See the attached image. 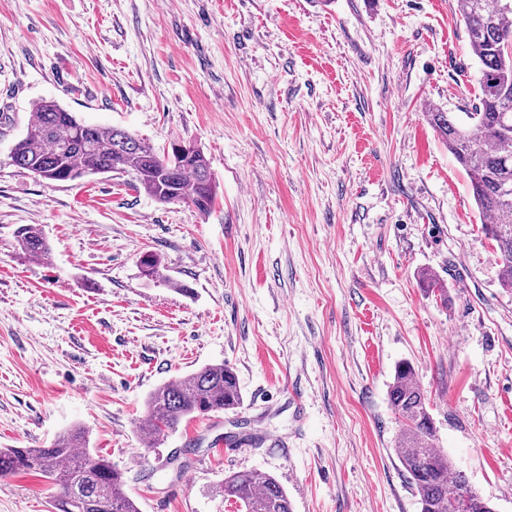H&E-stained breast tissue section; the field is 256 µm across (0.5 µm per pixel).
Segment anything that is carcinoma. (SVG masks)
<instances>
[{
	"label": "carcinoma",
	"instance_id": "1",
	"mask_svg": "<svg viewBox=\"0 0 512 512\" xmlns=\"http://www.w3.org/2000/svg\"><path fill=\"white\" fill-rule=\"evenodd\" d=\"M470 47L479 63L480 95L460 119L438 109L432 127L469 176L486 238L500 253L499 283L512 290V0H458ZM12 165L49 182H68L97 174H126L159 203L186 200L199 212L215 204L217 186L202 149L173 141L158 152L127 130L90 125L55 100L33 104L27 132L11 149ZM16 242L25 254L41 259L50 245L40 229L23 225ZM388 401L401 422L399 460L419 496L420 512H495L437 446L436 428L424 390L411 363L395 366ZM243 402L234 370L224 364L199 370L157 387L146 401L140 440L159 444L185 419L237 409ZM82 427L59 434L48 448H0V478L38 471L58 488L55 512H140L125 490L124 473L86 448ZM224 500L242 512H292L288 494L270 475L235 472L220 488Z\"/></svg>",
	"mask_w": 512,
	"mask_h": 512
}]
</instances>
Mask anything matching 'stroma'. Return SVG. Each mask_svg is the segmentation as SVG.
Masks as SVG:
<instances>
[{"mask_svg":"<svg viewBox=\"0 0 512 512\" xmlns=\"http://www.w3.org/2000/svg\"><path fill=\"white\" fill-rule=\"evenodd\" d=\"M475 72L458 0H0V448L83 425L141 512H237L219 489L244 470L293 512H420L387 397L408 360L440 449L512 512V291L428 121L470 111ZM42 99L199 144L214 208L13 166ZM221 362L240 408L144 448L147 396ZM50 496L0 479V512ZM16 242L22 252L41 259L50 252V245L40 229L34 225H23L15 232Z\"/></svg>","mask_w":512,"mask_h":512,"instance_id":"1","label":"stroma"}]
</instances>
